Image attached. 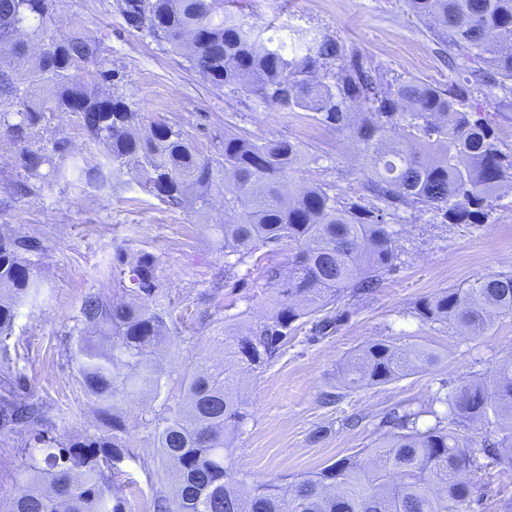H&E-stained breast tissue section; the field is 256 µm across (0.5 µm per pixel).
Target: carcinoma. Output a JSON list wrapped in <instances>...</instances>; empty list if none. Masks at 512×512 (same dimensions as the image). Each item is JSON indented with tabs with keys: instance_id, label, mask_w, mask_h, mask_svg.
<instances>
[{
	"instance_id": "obj_1",
	"label": "carcinoma",
	"mask_w": 512,
	"mask_h": 512,
	"mask_svg": "<svg viewBox=\"0 0 512 512\" xmlns=\"http://www.w3.org/2000/svg\"><path fill=\"white\" fill-rule=\"evenodd\" d=\"M411 13L448 43L455 79L446 86L420 80L383 84L370 64L344 61L333 39L313 37L287 57L273 37L224 14V0H117L128 27L182 56L204 81L240 89L269 107L312 113L323 126L358 143L369 193L382 202H341L322 186L291 187L293 165L310 154L299 141L257 142L224 134L219 157H205L185 132L167 121L143 125L121 96L103 92L114 73L100 42L79 31L60 33L56 0H0V137L14 147L15 189L32 193L64 183L112 191L117 174L144 180L158 200L202 217L213 200L224 203V223L211 225L232 275L256 252L288 247V274L276 264L262 278L277 293L276 306L246 333L218 340L225 363L200 358L169 390L164 414L147 420L170 471L173 493L154 512H471L474 489L494 469H512V362L499 366L492 387L465 383L437 390L435 423L418 426L420 413L393 412L394 431L369 449L367 466L353 455L301 478L259 483L246 492L233 471L224 429L248 418L236 386L263 368L288 339L294 322L332 307L344 295L360 298L395 269L398 206L430 211L443 224H485L493 195L512 186V149L469 97L512 102V0H407ZM339 62L336 68L331 63ZM324 70L318 75V70ZM79 117L90 142L103 147L93 165L68 153L62 139L42 141L39 130L54 115ZM38 240L0 234V342L12 335L20 309L35 306L42 284L32 273ZM112 267L130 301L88 295L73 332L79 371L96 405L92 435L52 433L38 405L11 379L8 354L0 372V428L26 430L18 451L27 482L7 512H122L112 476L131 458L126 427L112 399L167 387L153 361L164 342L165 310L157 259L143 253ZM420 321L482 335L499 317L512 316V272L491 273L465 288L421 301ZM435 356L376 341L351 356L347 386L381 385L426 370ZM494 436H466L475 424Z\"/></svg>"
}]
</instances>
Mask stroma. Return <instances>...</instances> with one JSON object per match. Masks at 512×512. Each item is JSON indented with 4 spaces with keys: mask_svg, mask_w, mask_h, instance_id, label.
Listing matches in <instances>:
<instances>
[{
    "mask_svg": "<svg viewBox=\"0 0 512 512\" xmlns=\"http://www.w3.org/2000/svg\"><path fill=\"white\" fill-rule=\"evenodd\" d=\"M56 9L62 31L78 30L101 42L114 92L146 120L178 124L201 154L217 155L228 132L260 142L299 141L313 161L293 173L297 185L326 184L336 196L373 204L348 134L315 124L304 111L260 106L251 95L204 82L183 58L128 28L114 0H57ZM224 11L274 37L288 53L312 36L332 37L345 57L371 62L386 83L415 77L445 86L453 77L444 44L408 15L405 0H224ZM48 134L66 139L68 150L88 163L99 156L74 114L55 116ZM16 178L10 153L0 152V233L41 242L34 271L43 295L37 305L21 309L8 344L20 357L29 400L55 434L96 430V406L79 379L71 330L86 296L120 298L112 277L118 257L147 252L158 259L173 320L157 362L171 380L216 352L225 325L244 327L273 309L260 266L224 274V254L210 233L224 217L220 202L202 218L160 202L123 173L108 195L84 183L14 195L9 186ZM494 205L487 224H443L432 214L400 208L393 223L400 251L395 271L368 297L339 301L341 322L320 331L314 322H295L281 355L242 390L248 421L227 429L244 486L294 479L355 454L390 433L383 418L392 409L423 412L424 423H431L427 409L441 385L491 379L499 364L512 361V317L498 319L485 334L465 336L413 315L423 299L512 271V191L500 190ZM376 340L428 348L437 361L428 371L389 384L347 389L346 359ZM328 393L337 395L336 403L325 404ZM116 402L133 457L113 478L115 495L125 512H153L154 494L163 488L161 460L145 421L162 411L164 399L120 395ZM26 440L25 432L0 430V503L25 482L17 452Z\"/></svg>",
    "mask_w": 512,
    "mask_h": 512,
    "instance_id": "35a3bbf8",
    "label": "stroma"
}]
</instances>
